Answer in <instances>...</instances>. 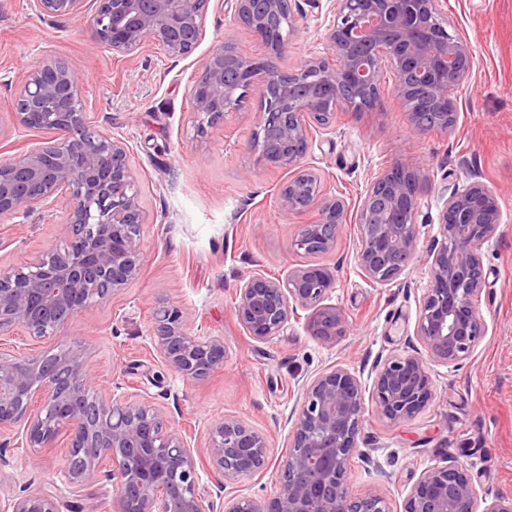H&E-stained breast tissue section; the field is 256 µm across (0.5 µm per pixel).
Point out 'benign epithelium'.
<instances>
[{"label": "benign epithelium", "instance_id": "benign-epithelium-1", "mask_svg": "<svg viewBox=\"0 0 512 512\" xmlns=\"http://www.w3.org/2000/svg\"><path fill=\"white\" fill-rule=\"evenodd\" d=\"M440 0H333L326 29V56L309 58L288 72L279 60L288 53L289 34L301 13L289 12L283 29L270 19L284 0H224L234 24L210 51L191 87L193 127L202 137L211 117L240 109V91L257 83L264 107L255 114L250 146L262 160L286 174L278 188L281 210L302 215L319 207V218L300 226L290 249L304 254L335 248L348 223L346 201L325 197L321 176L301 165L311 128L327 126L342 112H368L343 89L368 92L379 100L385 73L414 125L421 102L434 109L431 129H448L453 92L471 66L462 39L449 34ZM42 19L86 20L94 41L128 57L158 45L172 57L190 55L205 36L208 7L200 0H32ZM263 43L253 59L237 50L238 28ZM83 78L68 64L49 58L25 72L16 88L15 124L50 137L0 162V214L27 215L67 201L64 238L38 256L0 266V335L21 330L39 339L64 336L88 307L109 301L138 276L140 235L148 216L138 201L137 181L127 145L93 131L83 108ZM275 133L264 135L268 128ZM420 171L395 163L366 187L356 210L358 262L373 282L385 285L403 272L391 265L396 253L410 255L418 242L414 215ZM385 198L376 209V195ZM498 227V202L481 182L454 188L445 199L439 236L427 251L429 285L419 305L416 336L428 357L395 354L376 366L371 402L383 419L397 424L412 418L435 397L427 366L468 358L485 331L474 299L484 283L481 249ZM95 271L109 285L91 286ZM326 268H299L284 279L255 273L242 280L233 307L236 320L256 341L279 335L298 309L311 311L310 327L332 342L342 335L343 317L323 301L335 286ZM153 337L166 366L185 381L198 382L224 367V340L203 339L187 327L177 306L154 312ZM95 372L86 347L67 341L42 358L0 351V436L24 424L21 443L29 458L43 457L57 440H67L68 483L83 488L100 477L113 486L112 512H214L198 490L193 449L186 436L148 403L114 398L94 390ZM361 377L337 367L304 388L296 410L277 492L256 502L232 498L224 512H392L382 492L356 496L347 483L352 456L360 452L365 422ZM267 439L243 422L225 418L211 429L207 453L219 487L266 468ZM11 512H61L63 502L48 491L11 499ZM403 512H478L476 490L453 465L427 470L407 496Z\"/></svg>", "mask_w": 512, "mask_h": 512}]
</instances>
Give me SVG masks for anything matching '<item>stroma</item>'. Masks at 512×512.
<instances>
[{"instance_id": "obj_1", "label": "stroma", "mask_w": 512, "mask_h": 512, "mask_svg": "<svg viewBox=\"0 0 512 512\" xmlns=\"http://www.w3.org/2000/svg\"><path fill=\"white\" fill-rule=\"evenodd\" d=\"M302 16L290 36L282 69L301 68L324 54L333 20L328 0H295ZM451 34L471 49L473 67L454 94L456 121L421 133L387 76L378 108L337 112L313 131L303 166L315 169L327 194L354 204L371 178L396 162L420 169L415 222L417 250L390 285L365 278L357 263L358 227L344 225L333 252L292 251L300 225L316 212L286 216L277 204L283 172L267 166L248 142L263 90L252 85L239 111L197 137L190 90L229 22L221 0H210L206 35L183 58L151 46L123 58L98 45L86 24L37 17L29 0H0V162L34 142L15 129V84L25 70L53 57L80 70L88 124L127 144L149 217L141 235V273L128 288L87 308L68 333L85 344L101 388L158 408L197 452L199 492L205 500L263 501L277 491L290 421L303 385L342 367L361 374L394 354L419 349V303L429 284L426 251L439 230L445 190L479 180L492 190L500 224L481 251L484 287L475 306L485 332L470 356L448 366L430 363L436 398L398 424L367 408L360 454L347 478L353 493L384 490L392 512L422 473L455 464L473 482L481 506L512 499V0H441ZM63 205L50 212L0 215V264H18L62 239ZM330 269L336 284L325 298L343 315L336 342L314 336L309 311H299L279 336L254 340L233 315L242 279L260 272L283 277L297 268ZM185 308L194 334L224 340V366L201 382L170 372L151 335L154 310ZM235 418L264 435L268 466L217 490L206 449L212 425ZM0 495L44 488L64 512H111L112 486L98 480L83 490L64 478L62 451L29 462L27 451L0 437Z\"/></svg>"}]
</instances>
